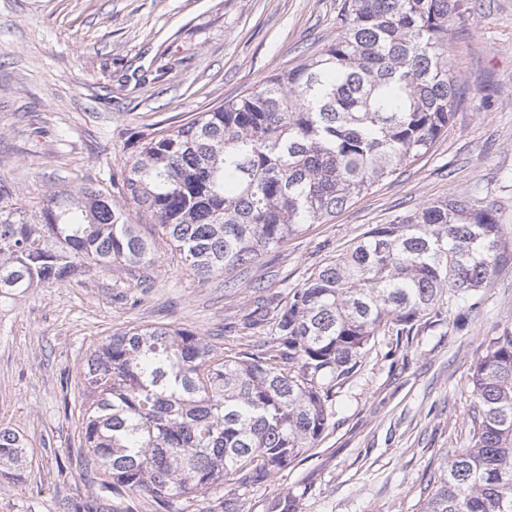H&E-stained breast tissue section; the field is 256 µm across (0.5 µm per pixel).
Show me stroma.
<instances>
[{
    "label": "stroma",
    "mask_w": 512,
    "mask_h": 512,
    "mask_svg": "<svg viewBox=\"0 0 512 512\" xmlns=\"http://www.w3.org/2000/svg\"><path fill=\"white\" fill-rule=\"evenodd\" d=\"M344 0H0V205L57 190L111 189L158 132L291 69L336 34ZM448 64L461 103L433 150L247 271L202 280L158 245L153 284L122 267L82 271L0 304V423L28 440L26 473L0 474V512H65L100 494L112 512H224L223 490L176 500L100 489L86 476L80 368L91 343L173 323L258 353L257 298L287 297L364 233L445 197L494 204L512 244V0H458ZM512 326V254L463 330L452 320L379 337L333 401L328 429L267 482L239 488L244 512L284 495L299 512H419L448 451L469 437L467 386L488 337Z\"/></svg>",
    "instance_id": "stroma-1"
}]
</instances>
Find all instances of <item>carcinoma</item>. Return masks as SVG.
Wrapping results in <instances>:
<instances>
[{"label": "carcinoma", "mask_w": 512, "mask_h": 512, "mask_svg": "<svg viewBox=\"0 0 512 512\" xmlns=\"http://www.w3.org/2000/svg\"><path fill=\"white\" fill-rule=\"evenodd\" d=\"M453 11V0H346L319 53L151 138L115 192L0 206V301L91 266L121 265L140 286L159 240L194 276L220 278L326 222L448 131ZM508 249L492 204L450 196L376 225L253 319L274 330L261 356L170 324L90 346L81 435L96 480L159 501L267 481L325 433L375 337L428 329L452 300L478 310ZM470 386L469 444L445 460L422 512H512V327L489 340ZM27 448L0 425V471L22 474ZM67 512L112 505L92 495Z\"/></svg>", "instance_id": "obj_1"}]
</instances>
